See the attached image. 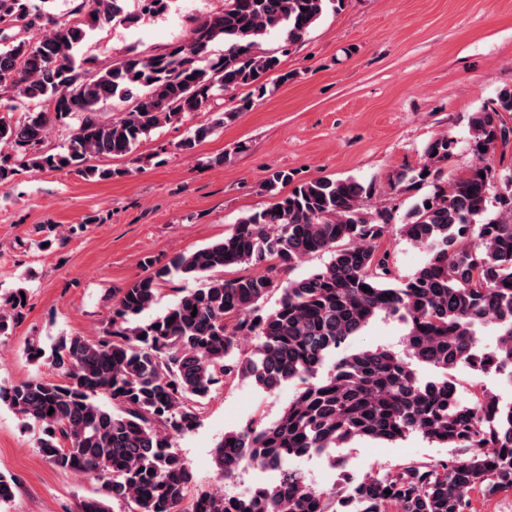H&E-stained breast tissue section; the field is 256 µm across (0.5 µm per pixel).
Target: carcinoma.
Returning <instances> with one entry per match:
<instances>
[{
	"mask_svg": "<svg viewBox=\"0 0 512 512\" xmlns=\"http://www.w3.org/2000/svg\"><path fill=\"white\" fill-rule=\"evenodd\" d=\"M344 2L224 0V9L198 20L189 43L126 53L97 67L77 51L95 29L132 20L127 0H84L83 17L62 25L32 0H0V102L10 112L0 117V186L24 168L108 180L115 171L93 160L127 156L152 131L202 111L216 95H231V109L177 143L191 153L249 109L252 96L267 93L280 58L263 48L265 35L279 31L291 46L328 7L339 10ZM139 7L155 16L169 0H139ZM242 87L250 92L239 99ZM116 98L131 107L104 119L100 106ZM55 125L67 130L57 151L44 148ZM468 127L470 149L481 159L511 146L512 89L471 113ZM452 156L453 141L441 134L425 146L423 162L389 178L390 190L414 197L400 219L372 205V187L358 181L301 182L239 218L224 238L118 289L97 335L62 336L47 355L29 344V360L49 361L59 380L36 376L0 387V403L38 429L35 447L54 467L101 484L100 495L82 500L78 512H113L115 504L128 512H472L475 495L512 493V403L485 390L463 402L449 374L465 365L512 382V175L494 196L496 174L488 164L441 185ZM293 180V173L276 170L262 190ZM426 186L432 190L424 193ZM491 202L498 212L488 218ZM393 232L427 254L400 281L384 248ZM319 253L330 254L323 267L283 279ZM258 266L264 274L220 276L226 268ZM175 279L201 280L203 287L177 289L163 314L145 317L160 286ZM275 288L277 306L263 309ZM22 291L0 295V338L27 317ZM381 315L405 325L403 350L345 351ZM488 325L499 330L492 349L481 345ZM243 336L258 339L249 353L239 350ZM328 362L331 372L316 379ZM417 363L441 377L422 381ZM238 377L268 390L294 380L302 386L275 422L250 424L218 442L214 461L224 477L243 464L278 473L271 486L229 495L199 488L172 438L193 430L211 393ZM411 434L458 453L405 460L350 482L340 498L310 488L295 465L354 439L392 443Z\"/></svg>",
	"mask_w": 512,
	"mask_h": 512,
	"instance_id": "obj_1",
	"label": "carcinoma"
}]
</instances>
